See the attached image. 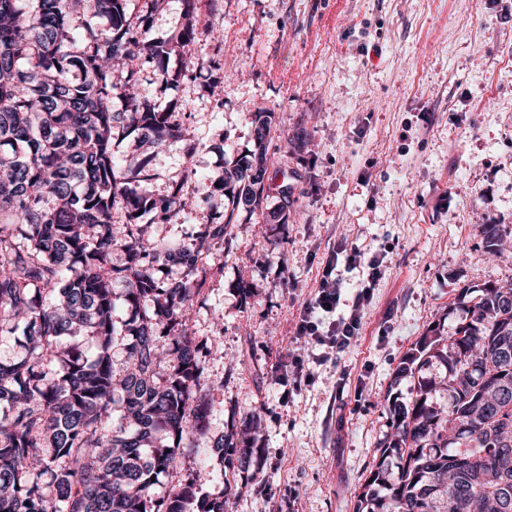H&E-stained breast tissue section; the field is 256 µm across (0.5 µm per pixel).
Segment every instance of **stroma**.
Returning <instances> with one entry per match:
<instances>
[{"instance_id": "obj_1", "label": "stroma", "mask_w": 512, "mask_h": 512, "mask_svg": "<svg viewBox=\"0 0 512 512\" xmlns=\"http://www.w3.org/2000/svg\"><path fill=\"white\" fill-rule=\"evenodd\" d=\"M195 23L176 87L140 77L196 144L153 159L147 193L179 182L196 204L156 234L191 242L224 209L214 181L251 149L258 112L274 115L269 202H288L283 224L240 212L189 315L192 336L224 348L205 364L197 444L258 414L262 469L237 473L228 512H354L392 435L390 401L411 405L418 378L446 375L436 362L413 377L404 358L453 335L463 289L512 283V239L491 255L481 232L512 226V0H196ZM330 263L337 316L360 317L336 357L294 335Z\"/></svg>"}]
</instances>
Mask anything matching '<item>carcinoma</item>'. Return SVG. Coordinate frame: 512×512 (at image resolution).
Listing matches in <instances>:
<instances>
[{"label":"carcinoma","mask_w":512,"mask_h":512,"mask_svg":"<svg viewBox=\"0 0 512 512\" xmlns=\"http://www.w3.org/2000/svg\"><path fill=\"white\" fill-rule=\"evenodd\" d=\"M128 2L0 0V337L24 338L0 363V512H224L239 494L226 478L210 496L200 468L165 489L159 476L209 429L203 363L223 351L188 333L186 312L235 212L267 200L272 113H255L252 149L224 164V220L190 244L154 234L185 204L178 184L142 192L151 162L194 145L135 75L148 63L161 89L176 86L169 63L195 38L194 0L166 40L150 35L159 0L137 25ZM119 139L135 156L112 154ZM118 209L127 223H112ZM482 234L495 253L512 227ZM458 304L469 318L455 334L423 338L407 359L446 367L448 402L423 381L412 406H391L393 435L354 512H512V288L488 283ZM210 452L228 470L259 468L247 443L221 435Z\"/></svg>","instance_id":"carcinoma-1"}]
</instances>
